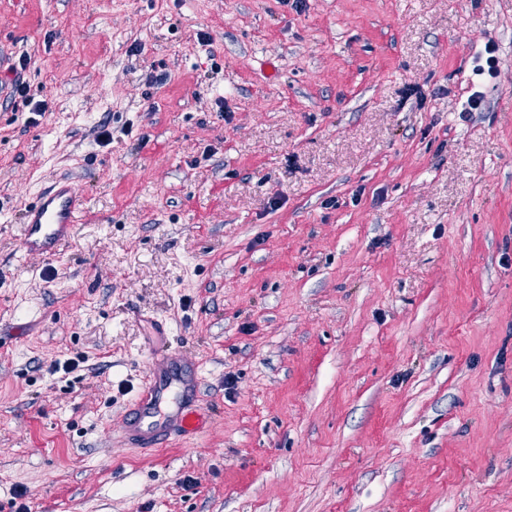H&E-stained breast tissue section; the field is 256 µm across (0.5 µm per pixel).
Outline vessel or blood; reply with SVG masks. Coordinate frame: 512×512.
Segmentation results:
<instances>
[{
	"label": "vessel or blood",
	"mask_w": 512,
	"mask_h": 512,
	"mask_svg": "<svg viewBox=\"0 0 512 512\" xmlns=\"http://www.w3.org/2000/svg\"><path fill=\"white\" fill-rule=\"evenodd\" d=\"M82 210L75 185L56 181L25 210L21 253L45 258L61 255L74 238ZM200 384L198 367L172 358L163 370L146 372L122 422L126 444L150 453L170 441L199 436L206 415Z\"/></svg>",
	"instance_id": "b4317fda"
}]
</instances>
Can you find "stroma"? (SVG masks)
<instances>
[{
  "mask_svg": "<svg viewBox=\"0 0 512 512\" xmlns=\"http://www.w3.org/2000/svg\"><path fill=\"white\" fill-rule=\"evenodd\" d=\"M62 177L72 246L21 255ZM167 354L209 418L149 456L121 420ZM19 486L512 512V0H0V512Z\"/></svg>",
  "mask_w": 512,
  "mask_h": 512,
  "instance_id": "1",
  "label": "stroma"
}]
</instances>
